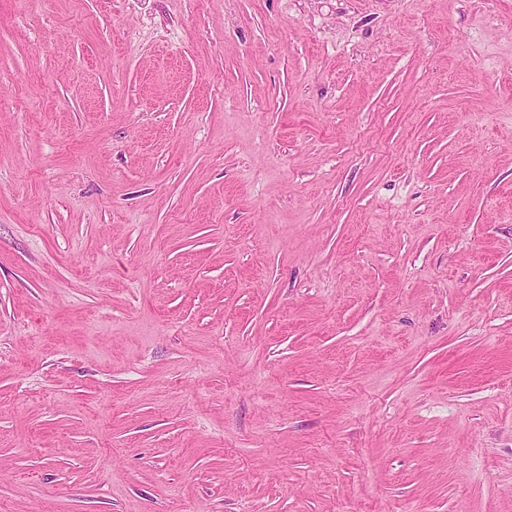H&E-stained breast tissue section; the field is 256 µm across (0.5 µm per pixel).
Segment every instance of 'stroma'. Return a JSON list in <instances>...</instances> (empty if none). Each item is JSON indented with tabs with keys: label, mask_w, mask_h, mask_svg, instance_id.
<instances>
[{
	"label": "stroma",
	"mask_w": 512,
	"mask_h": 512,
	"mask_svg": "<svg viewBox=\"0 0 512 512\" xmlns=\"http://www.w3.org/2000/svg\"><path fill=\"white\" fill-rule=\"evenodd\" d=\"M0 512H512V0H0Z\"/></svg>",
	"instance_id": "1"
}]
</instances>
